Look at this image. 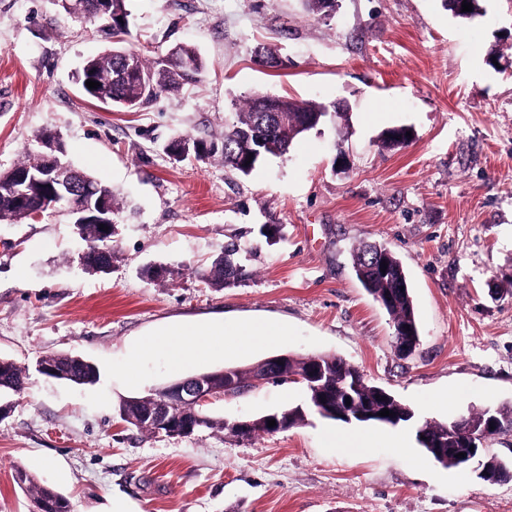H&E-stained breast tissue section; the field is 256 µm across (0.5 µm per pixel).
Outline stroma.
<instances>
[{
    "label": "stroma",
    "instance_id": "stroma-1",
    "mask_svg": "<svg viewBox=\"0 0 512 512\" xmlns=\"http://www.w3.org/2000/svg\"><path fill=\"white\" fill-rule=\"evenodd\" d=\"M481 6L461 20L444 0H340L325 20L301 0H131V47L163 57L188 44L205 68L198 83L126 111L76 82L85 59L112 47L103 22L57 0H0V171L38 152L51 129L67 161L111 184L121 207L106 275L81 269L84 243L62 210L0 223V358L27 375L21 394L0 398V512H29L13 474L33 458L71 512H112L116 500L136 512H512V480L443 468L416 439L424 421L512 405V0ZM259 46L278 48L287 67L255 63ZM493 48L501 64L490 63ZM256 93L342 100L349 124L318 126L246 176L218 158L166 156L173 137L223 133ZM396 126L411 127L412 141L380 148ZM264 224L281 226L278 243L259 235ZM231 241L249 277L209 288L199 272ZM362 242L390 249L407 272L420 335L411 354L397 352L390 316L355 276ZM149 263L183 274L150 282L139 274ZM249 316L282 322L285 336L252 337L182 373L141 346L151 329ZM53 353L87 359L97 382L39 373ZM134 353L137 386L124 375ZM281 353L346 360L410 407L413 423L311 412L248 440L151 436L120 418L122 398ZM306 402L304 385L270 381L209 412L230 424Z\"/></svg>",
    "mask_w": 512,
    "mask_h": 512
}]
</instances>
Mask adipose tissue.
<instances>
[{"instance_id": "adipose-tissue-1", "label": "adipose tissue", "mask_w": 512, "mask_h": 512, "mask_svg": "<svg viewBox=\"0 0 512 512\" xmlns=\"http://www.w3.org/2000/svg\"><path fill=\"white\" fill-rule=\"evenodd\" d=\"M285 329L267 318H245L236 324L184 325L151 330L146 344L165 353L175 367L221 356L225 353L224 339L228 336H261L273 341L284 335Z\"/></svg>"}]
</instances>
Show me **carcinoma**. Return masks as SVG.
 Segmentation results:
<instances>
[{"mask_svg": "<svg viewBox=\"0 0 512 512\" xmlns=\"http://www.w3.org/2000/svg\"><path fill=\"white\" fill-rule=\"evenodd\" d=\"M97 0H86V15L97 17L107 23L116 38L118 47L103 55L88 58L79 74L78 83L88 97L103 104L116 107L124 106L126 102L136 101L138 104L148 102L163 93H177L184 85L196 80L204 68L199 63V69L187 72L168 64L165 59L150 60L143 53L134 49L119 47L126 42L130 35L125 18L128 17V0H108V10L103 15L96 14ZM100 83V86L90 90L87 80ZM283 109L288 112V124L275 129L272 138L263 143L254 140L258 128V120L262 113L257 111V96L245 100L236 113V120L224 133L218 137H190L195 143L208 147L207 158L218 157L224 166L243 175L250 174L262 160L281 156L288 152L292 142L304 130L291 119H298L309 112H317L322 105L316 103H301L288 98L281 100ZM255 150L251 162L244 165L246 151ZM40 154H30L26 159L15 163L10 169L0 171V222L19 223L28 219V213L47 210L38 187H31L28 202L21 206L15 202V177L21 173L40 175ZM81 236L89 249L87 261L89 267L96 264L112 265V239L100 229L98 224H83L80 227ZM239 249L231 243L224 247V254L215 258L211 266L201 272V278L212 288H227L239 284L246 278L245 268L238 259ZM385 258L386 271L382 272L373 266L372 255ZM353 269L367 292L379 302L392 318L395 329L396 348L404 351V345L416 348L419 333L409 286L403 266L399 259L389 250L376 244L361 243L353 247L351 252ZM41 361L54 365L56 378L76 384H93L97 381L98 373L91 364L66 354H51L41 358ZM323 367L328 374L329 384L336 388V396L343 399L351 394L350 413L355 415V421L365 420L379 424L396 426L414 418V412L396 400L392 395H383V389L368 383L358 368L350 365L341 358L322 356ZM25 374L17 363L0 358V394L19 393L24 389ZM167 386L156 389L146 396L127 397L119 404L120 413L124 420L137 430L149 435H192L196 432L209 430L224 432L228 425L224 420L210 416L201 411L186 420L177 419L175 430L159 428L154 422L144 417V413L153 405L162 401L166 396ZM387 408L394 412L392 416L382 417L379 411ZM494 417L500 426V431H512V405L496 409L470 412L464 416L461 427L456 431L448 430L449 423L426 421L421 424L424 438L418 443L428 456L445 468H455L457 464L451 459L440 458L434 454L435 448H461L463 440L471 434L482 431L486 420ZM478 469L490 474H500L504 477L512 475V469L501 458L495 455L480 454L477 458ZM14 481L28 492L32 506L39 507L40 512H70L69 502L53 487L40 483L28 471L17 468L14 470Z\"/></svg>", "mask_w": 512, "mask_h": 512, "instance_id": "carcinoma-1", "label": "carcinoma"}]
</instances>
